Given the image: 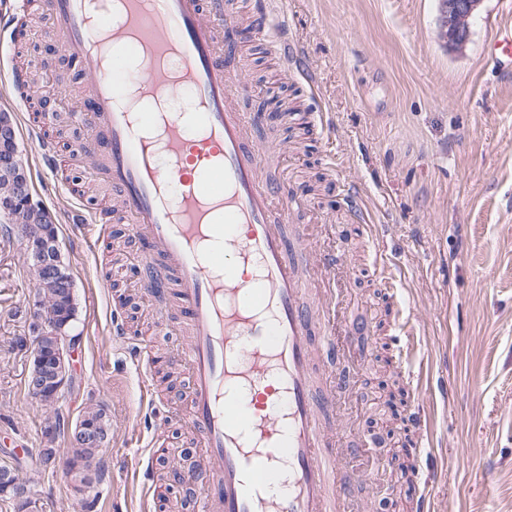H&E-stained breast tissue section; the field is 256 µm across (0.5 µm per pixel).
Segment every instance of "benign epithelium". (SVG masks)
<instances>
[{
  "mask_svg": "<svg viewBox=\"0 0 512 512\" xmlns=\"http://www.w3.org/2000/svg\"><path fill=\"white\" fill-rule=\"evenodd\" d=\"M483 0H439V24L448 49L461 51L470 38V21ZM0 183L9 187L10 194L0 197V215L16 209L41 219L48 224L39 238L24 236L25 253L29 262L45 270L50 278L62 285L61 293L75 298V281L69 266L64 262L58 238L53 230L50 211L33 194L30 178L22 162L16 132L9 117L0 114ZM78 310H73L65 321L45 315L40 297H33L30 317L32 343H23L33 365L26 376L31 392L50 391L53 403L65 390L71 378L72 349L78 339L74 322ZM106 411L95 420L80 419L71 429L69 441L81 448L101 449L108 440ZM69 476L76 491L81 492L88 483V474L77 462H70ZM0 494L16 503L30 502L26 483L8 467H0Z\"/></svg>",
  "mask_w": 512,
  "mask_h": 512,
  "instance_id": "benign-epithelium-1",
  "label": "benign epithelium"
}]
</instances>
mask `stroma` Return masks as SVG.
<instances>
[{
	"label": "stroma",
	"mask_w": 512,
	"mask_h": 512,
	"mask_svg": "<svg viewBox=\"0 0 512 512\" xmlns=\"http://www.w3.org/2000/svg\"><path fill=\"white\" fill-rule=\"evenodd\" d=\"M259 0H244L247 23L238 24L239 72L250 92L247 112L275 108L295 95L298 115L259 123L260 140L288 153L271 164V179L288 182L312 198L294 213L297 224H336L353 267L350 312L384 321L399 309L415 321L421 361V403L432 433L429 460L392 482L393 512H416L420 478L435 476L439 512H512V73L491 54L498 30L512 22V0H484L473 17L465 50H448L439 33V0H287L288 46L283 64L276 48L253 33ZM25 42L0 40V113L21 124L25 106L6 108L10 68L26 56L48 60L46 74L67 92L73 74L57 51L56 37L37 13ZM45 136L59 154V172L45 169L26 140L18 145L33 192L52 213L63 259L75 280L81 336L70 387L56 407L32 400L25 390L28 356L17 341L26 336V313L35 282L18 229H0V466L17 470L32 492L27 512H195L197 486L172 489L171 471H189L196 437L180 423L188 379H166L169 355L184 339L159 335L157 316L181 320L176 296H141L136 281L144 243L113 222L111 243L95 241L68 214L87 189L92 165H71V145L84 138L80 123L48 126ZM335 163H328V153ZM356 187L367 219L355 221L344 184ZM402 283L388 295L374 274L366 244L371 225ZM129 335L161 348L151 368L167 400L160 418L142 402V377L112 343L113 322ZM360 402L357 423L347 437L359 454L369 420L391 432L394 452L412 438L402 421L408 404L389 408L392 369L370 359L354 366ZM101 405L110 416V440L97 459L100 472L84 492L65 474L70 457L68 430L87 407ZM57 421L53 442L47 422ZM167 433L173 459L161 460L150 496L133 478V451L146 447L155 430ZM57 450L55 470L39 464L45 445Z\"/></svg>",
	"instance_id": "1"
}]
</instances>
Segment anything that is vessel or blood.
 I'll return each instance as SVG.
<instances>
[{
	"label": "vessel or blood",
	"instance_id": "obj_1",
	"mask_svg": "<svg viewBox=\"0 0 512 512\" xmlns=\"http://www.w3.org/2000/svg\"><path fill=\"white\" fill-rule=\"evenodd\" d=\"M39 0L45 25L75 69L76 112L91 131L79 152L117 193L130 232L147 242L142 288L176 291L186 337L176 361L189 378L187 424L202 448L197 512H349L340 466L336 395L348 365L349 322L338 295L349 273L335 225L311 236L290 226L301 194L268 181L274 153L252 135L249 88L237 71L223 0ZM151 62L132 79L126 61ZM186 90L183 109L132 110L131 96ZM41 113L28 139L58 163ZM113 209L101 203L71 221L103 237ZM393 361L417 378V336L396 320ZM112 341L139 367L154 351L122 327Z\"/></svg>",
	"mask_w": 512,
	"mask_h": 512
}]
</instances>
